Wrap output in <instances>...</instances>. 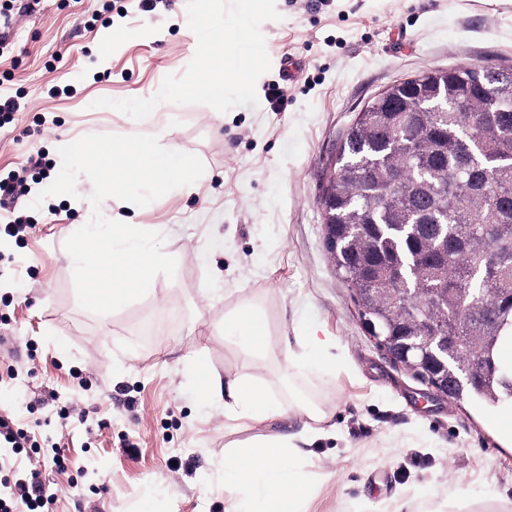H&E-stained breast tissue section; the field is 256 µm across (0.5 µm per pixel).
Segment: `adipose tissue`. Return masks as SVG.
<instances>
[{"instance_id":"1","label":"adipose tissue","mask_w":512,"mask_h":512,"mask_svg":"<svg viewBox=\"0 0 512 512\" xmlns=\"http://www.w3.org/2000/svg\"><path fill=\"white\" fill-rule=\"evenodd\" d=\"M264 320L260 312L230 313L224 317V335L243 344L255 364L277 362L287 369L291 355L269 348L263 340ZM205 410H223L226 417L263 422L287 420L288 413L271 386L252 378L235 375L212 377L202 384ZM309 422L301 430H284L271 437L252 440L224 456V480L248 487L252 497L248 507L231 505L228 512H300L294 490L302 481L300 443L322 436L326 416L308 402H300Z\"/></svg>"}]
</instances>
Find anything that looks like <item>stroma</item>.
<instances>
[{
  "label": "stroma",
  "mask_w": 512,
  "mask_h": 512,
  "mask_svg": "<svg viewBox=\"0 0 512 512\" xmlns=\"http://www.w3.org/2000/svg\"><path fill=\"white\" fill-rule=\"evenodd\" d=\"M0 0L12 21L0 51V95L18 100L0 130V177L26 172L33 193L56 177L60 146L89 134H161L198 155L204 175L141 209L108 198L105 217L164 234L174 278L107 315L83 310L65 249L89 202L57 196L31 209L26 229L0 239V414L34 436L38 452L0 447V484L39 471L55 491L44 512H227L251 492L224 482V453L275 434L278 421L202 413L189 357L214 376L274 386L296 424L293 394L326 413V434L302 447L305 512H512V441L489 414L457 404L393 363L366 332L324 243L320 196L357 112L399 81L470 63L512 69V0H276L261 26L271 68L258 106L220 113L160 104L155 123L92 108L100 97L155 94L182 74L197 39L186 0ZM297 70L284 80L282 69ZM285 97L272 111L269 84ZM42 153L46 170L24 171ZM258 309L270 347L316 330L326 354L290 369H255L224 340V314ZM64 467L52 463L54 449Z\"/></svg>",
  "instance_id": "35a3bbf8"
}]
</instances>
